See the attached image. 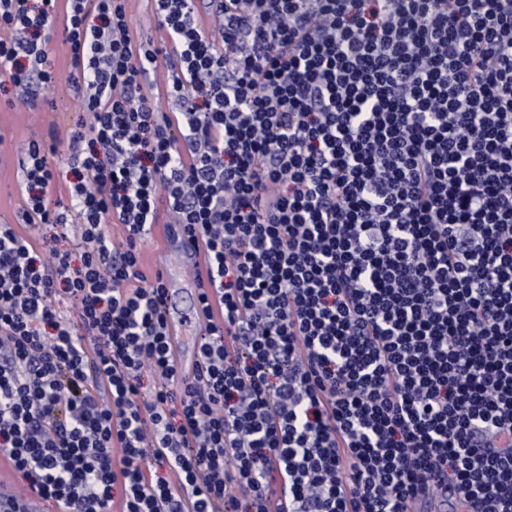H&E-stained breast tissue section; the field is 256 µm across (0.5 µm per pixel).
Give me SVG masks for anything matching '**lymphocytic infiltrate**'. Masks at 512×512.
<instances>
[{"label": "lymphocytic infiltrate", "mask_w": 512, "mask_h": 512, "mask_svg": "<svg viewBox=\"0 0 512 512\" xmlns=\"http://www.w3.org/2000/svg\"><path fill=\"white\" fill-rule=\"evenodd\" d=\"M0 0V76L78 121L0 225V454L59 512H512V0ZM200 243L183 375L141 247ZM121 225V244L111 228ZM127 11L131 35L136 41H152L158 48L170 53V44L165 31L160 27L154 12L153 0H127Z\"/></svg>", "instance_id": "lymphocytic-infiltrate-1"}]
</instances>
